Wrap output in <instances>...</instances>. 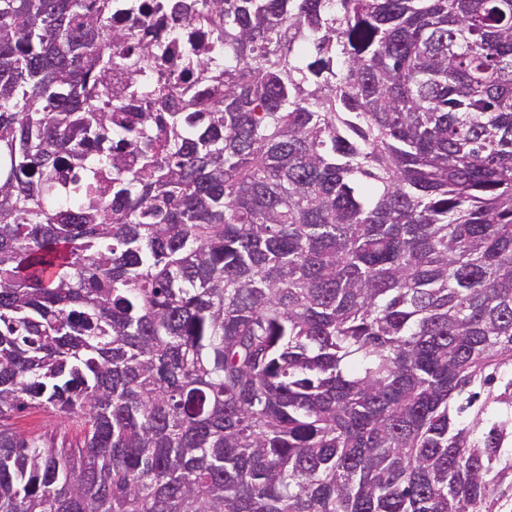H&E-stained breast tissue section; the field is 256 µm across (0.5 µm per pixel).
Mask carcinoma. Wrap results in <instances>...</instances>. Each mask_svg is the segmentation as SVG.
<instances>
[{
	"label": "carcinoma",
	"instance_id": "1",
	"mask_svg": "<svg viewBox=\"0 0 512 512\" xmlns=\"http://www.w3.org/2000/svg\"><path fill=\"white\" fill-rule=\"evenodd\" d=\"M112 2L0 0V512H512V0ZM179 0H136L135 8L120 6L113 12L112 22L117 28L130 29L146 26L159 29L160 39L165 45L171 43V53L164 59V65L171 70H180L184 58L181 56L185 45L192 44L196 47H204L208 43L207 36L200 30L189 24L181 16L177 18H165L164 14L170 15V7L167 3H179ZM159 4L165 5L162 11L156 9ZM21 431L37 430L38 433L56 434V441L61 444L65 429L54 418L47 416L45 412L22 413L18 418L10 421Z\"/></svg>",
	"mask_w": 512,
	"mask_h": 512
}]
</instances>
